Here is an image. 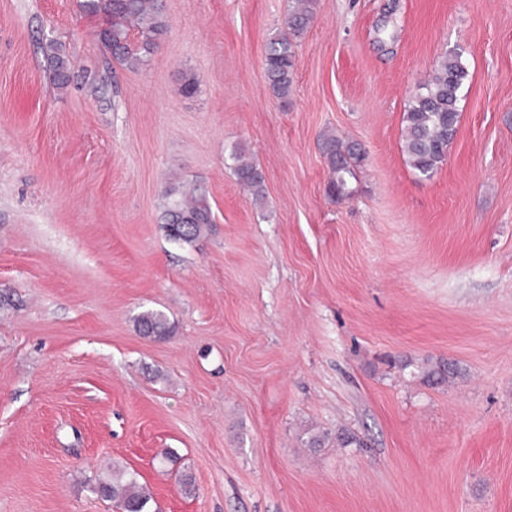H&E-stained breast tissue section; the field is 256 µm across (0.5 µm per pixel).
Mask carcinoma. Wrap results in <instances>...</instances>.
<instances>
[{"label": "carcinoma", "mask_w": 512, "mask_h": 512, "mask_svg": "<svg viewBox=\"0 0 512 512\" xmlns=\"http://www.w3.org/2000/svg\"><path fill=\"white\" fill-rule=\"evenodd\" d=\"M82 9L101 15L106 25L97 30L101 46L120 64L128 68L143 65L159 47L167 34L168 23L163 0H83ZM315 0H293L288 10L284 32L273 36L267 46L264 69L274 95L286 102L293 91L295 40L313 20ZM47 60L54 84L64 89L71 82L69 59L61 53V44L48 45ZM468 70L462 55L456 51L443 56L429 78L409 100L404 116L403 151L410 167L430 177L444 163L448 146L454 140L460 118L459 104L464 97ZM323 152L331 179L329 190L341 192L347 178L364 159L356 144H346L334 135L323 138ZM237 179L263 195V176L257 167L236 157ZM168 239L178 244H191L203 236L214 223L208 199L194 191L186 192L173 185L166 190L163 214ZM140 335L164 338L172 329L164 313L148 310L136 319ZM96 492L113 502L119 512H145L149 493L136 477L114 468L112 475L97 479Z\"/></svg>", "instance_id": "cac0c4a2"}]
</instances>
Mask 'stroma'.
<instances>
[{
  "mask_svg": "<svg viewBox=\"0 0 512 512\" xmlns=\"http://www.w3.org/2000/svg\"><path fill=\"white\" fill-rule=\"evenodd\" d=\"M165 5L128 70L79 0H0V512H112L115 467L149 512H512V0H318L285 104L288 0ZM453 51L426 179L403 113ZM325 132L365 153L341 197ZM178 182L214 214L190 245L162 227ZM315 0H293L285 21L286 29L273 36L267 46L264 69L274 95L287 102L293 91L295 40L313 20ZM48 49L47 60L53 82L58 89H64L69 86L72 78L69 59L61 53V44L58 42H50ZM467 78L462 55L451 52L438 61L406 106L403 151L419 175L431 177L445 161L457 133ZM237 164L234 168L237 179L251 188L256 197L263 196V176L257 167L250 162H244L241 157L235 156ZM136 327L140 335L153 338L170 336L172 329L163 312L148 310L136 319ZM95 489L120 512H145L149 502V493L139 486L136 477L117 468L112 469L110 476L98 477Z\"/></svg>",
  "mask_w": 512,
  "mask_h": 512,
  "instance_id": "1",
  "label": "stroma"
}]
</instances>
